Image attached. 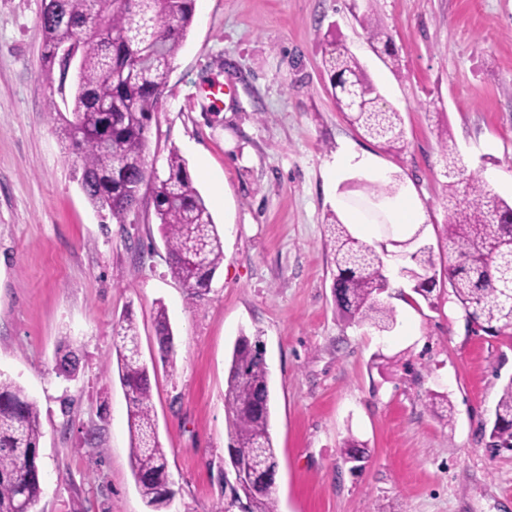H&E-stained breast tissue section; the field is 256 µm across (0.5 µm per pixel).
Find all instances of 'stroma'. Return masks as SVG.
I'll return each instance as SVG.
<instances>
[{"mask_svg":"<svg viewBox=\"0 0 512 512\" xmlns=\"http://www.w3.org/2000/svg\"><path fill=\"white\" fill-rule=\"evenodd\" d=\"M44 0H0V372L39 407L43 494L36 512H147L130 466L115 326L132 312L176 497L170 512L224 505L226 371L238 336L262 341L271 371L278 512H512V450L492 451L512 335L469 332L450 286L424 301L385 258L390 331L341 318L325 217L377 205L363 183L400 179L424 240L442 238L448 126L467 173L512 199V0H197L150 123L149 162L186 160L224 242L210 291L168 268L149 191L126 223L84 195L56 131L43 75ZM374 14L400 59L373 50ZM356 56L399 112L407 147L386 152L336 107L328 36ZM224 86L220 104L205 93ZM370 159L336 171L338 156ZM165 306L175 353L155 340ZM69 347L75 376L55 371ZM447 395L453 418L430 407ZM368 449L351 471L340 447ZM358 22L365 32L368 41L374 48L376 52H378V45L382 44L383 50L381 53H384L389 57L390 65L394 70L399 69V59L395 54H392L389 51V40L388 38L384 40L385 33L383 32L382 26L379 20L374 17L372 14H363L358 18Z\"/></svg>","mask_w":512,"mask_h":512,"instance_id":"stroma-1","label":"stroma"}]
</instances>
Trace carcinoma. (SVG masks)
<instances>
[{
    "mask_svg": "<svg viewBox=\"0 0 512 512\" xmlns=\"http://www.w3.org/2000/svg\"><path fill=\"white\" fill-rule=\"evenodd\" d=\"M196 0H118L106 10L102 0H58V12L41 16L44 76L61 95L69 116H60L80 185L88 201L123 224L151 185L155 215L173 278L191 294L210 291L224 264V244L208 206L194 186L185 159L172 151L164 177L148 180L147 132L159 96L195 15ZM358 22L373 48L383 47L393 69L399 59L379 20L364 14ZM69 39L77 49L75 80L55 56ZM329 82L338 89L337 108L363 135L398 154L406 141L399 113L380 110V95L359 61L336 40L327 42ZM448 159V223L443 236L454 262L437 265L423 228L396 242L403 253L399 276L412 291L431 301L449 283L467 322L490 336L512 332V203L492 192L457 165L449 127L439 129ZM325 246L334 256L332 294L346 318L380 332L395 322L394 309L382 300L387 279L376 247L354 237L331 212ZM115 352L119 380L128 399L130 464L149 512H167L176 495L170 480L152 406L150 371L139 348L138 327L127 312L117 323ZM158 351L174 350V334L164 306L155 316ZM270 370L262 344L240 335L227 370L224 408L229 458L254 473L276 465L271 429ZM40 412L37 403L10 378L0 376V512L34 510L42 493ZM491 449L512 448V378L502 387L490 431ZM347 462L366 458L357 440L345 441ZM276 479L261 485L242 481L224 490V512H278Z\"/></svg>",
    "mask_w": 512,
    "mask_h": 512,
    "instance_id": "carcinoma-1",
    "label": "carcinoma"
}]
</instances>
